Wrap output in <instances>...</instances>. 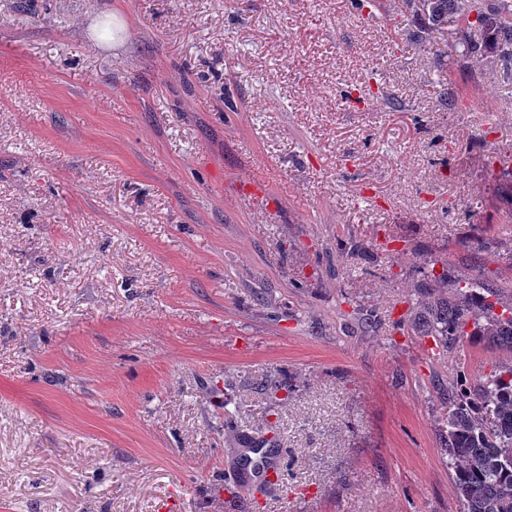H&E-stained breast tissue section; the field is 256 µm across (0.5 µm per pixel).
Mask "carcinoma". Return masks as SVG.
I'll return each mask as SVG.
<instances>
[{
	"label": "carcinoma",
	"instance_id": "1",
	"mask_svg": "<svg viewBox=\"0 0 512 512\" xmlns=\"http://www.w3.org/2000/svg\"><path fill=\"white\" fill-rule=\"evenodd\" d=\"M406 8L428 17L459 56L480 51L512 59V4L493 9L486 0H405ZM457 27L445 29L448 18ZM494 292L482 282L459 288L455 298L425 307L426 335L447 348L467 335L480 314L486 324L473 332L512 353V306L496 312ZM441 436L448 470L461 503L460 512H512V364L474 386L460 380L448 395Z\"/></svg>",
	"mask_w": 512,
	"mask_h": 512
}]
</instances>
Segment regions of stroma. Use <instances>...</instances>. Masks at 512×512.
<instances>
[{
  "instance_id": "35a3bbf8",
  "label": "stroma",
  "mask_w": 512,
  "mask_h": 512,
  "mask_svg": "<svg viewBox=\"0 0 512 512\" xmlns=\"http://www.w3.org/2000/svg\"><path fill=\"white\" fill-rule=\"evenodd\" d=\"M15 3L0 512H460L448 391L512 356L422 315L512 304V73L403 0ZM468 284V288L457 289L452 301L438 298L433 304H427L423 315L426 336L436 337L446 348L453 347L464 336H482L512 354V306L497 313V302L488 300L496 296L491 288H486L484 282ZM478 315L486 321L480 327L476 323ZM471 319L475 320L473 324L477 330L468 334L466 327Z\"/></svg>"
}]
</instances>
